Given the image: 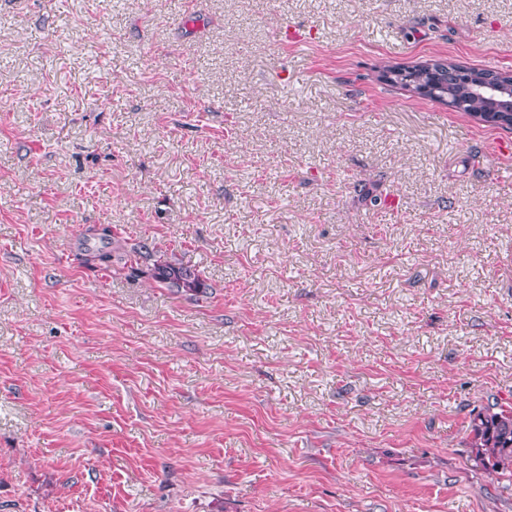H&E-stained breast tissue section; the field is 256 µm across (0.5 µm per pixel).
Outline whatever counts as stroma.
Returning a JSON list of instances; mask_svg holds the SVG:
<instances>
[{
  "label": "stroma",
  "instance_id": "35a3bbf8",
  "mask_svg": "<svg viewBox=\"0 0 512 512\" xmlns=\"http://www.w3.org/2000/svg\"><path fill=\"white\" fill-rule=\"evenodd\" d=\"M438 58L512 0H0V512H512V130L377 79ZM100 231L102 246L88 250L87 263L105 270L112 269V273L123 274L127 279L138 280L148 276L172 293L191 301L200 302L211 295L210 285L201 274L175 253L169 254L155 246L150 248L145 242L128 248L117 228L106 226ZM470 457L490 475H512V403L496 402L470 423Z\"/></svg>",
  "mask_w": 512,
  "mask_h": 512
}]
</instances>
